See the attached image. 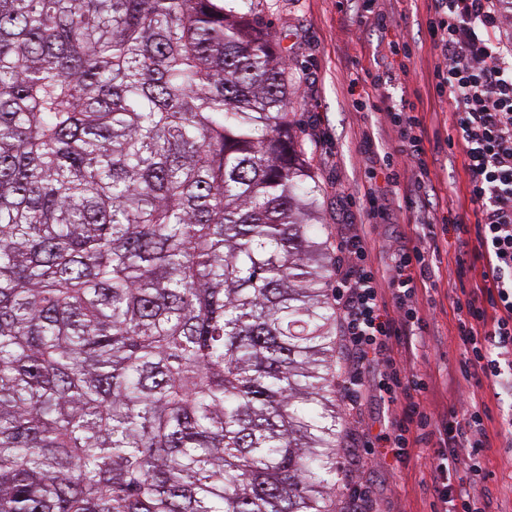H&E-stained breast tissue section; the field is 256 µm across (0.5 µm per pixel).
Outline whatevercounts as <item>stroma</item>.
Wrapping results in <instances>:
<instances>
[{"instance_id": "stroma-1", "label": "stroma", "mask_w": 512, "mask_h": 512, "mask_svg": "<svg viewBox=\"0 0 512 512\" xmlns=\"http://www.w3.org/2000/svg\"><path fill=\"white\" fill-rule=\"evenodd\" d=\"M381 5L392 19L391 27L383 33L363 25L344 27L341 19L353 12L355 0H278L265 16L271 30L286 37L288 73L299 94L292 108L293 118L297 134L311 154L321 187V218L332 239L341 225L374 221L367 210L349 204L347 196L365 180L363 129L373 127L377 143L384 147L390 145L393 133L382 115L357 110L349 80L369 68L373 57L385 52L389 40L405 37L413 49L412 83L405 88H386L385 93L391 104L415 105L434 141L429 154L432 186L424 191L426 199L447 197L449 183L465 181L461 157L449 155L445 144L449 115L428 92L427 80L437 63L429 50L425 27L428 0H382ZM447 239V251L441 252L434 264L436 287L421 295L424 314L441 337L439 350L423 351L421 357L434 380L429 410L440 411L455 393L473 392L482 397L497 420L512 415V391L486 383L475 385L460 372L462 355L449 304L459 286L454 275L459 253L455 234H448ZM382 421L381 407L371 401L361 423L344 422L338 484L352 481L370 485L371 496L363 504L365 512H433V497L423 481L432 449H418L406 462L377 457L364 464L363 446ZM487 466L493 474L487 489L494 512H512V447L491 449Z\"/></svg>"}]
</instances>
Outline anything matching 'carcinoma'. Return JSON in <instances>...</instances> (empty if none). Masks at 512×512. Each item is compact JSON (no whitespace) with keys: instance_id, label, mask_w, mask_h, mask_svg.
I'll list each match as a JSON object with an SVG mask.
<instances>
[{"instance_id":"carcinoma-1","label":"carcinoma","mask_w":512,"mask_h":512,"mask_svg":"<svg viewBox=\"0 0 512 512\" xmlns=\"http://www.w3.org/2000/svg\"><path fill=\"white\" fill-rule=\"evenodd\" d=\"M273 0H0V512H333L320 186Z\"/></svg>"}]
</instances>
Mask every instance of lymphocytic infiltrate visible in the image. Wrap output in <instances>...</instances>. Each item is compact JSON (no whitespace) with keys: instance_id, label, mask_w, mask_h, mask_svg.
Instances as JSON below:
<instances>
[{"instance_id":"f902f5d3","label":"lymphocytic infiltrate","mask_w":512,"mask_h":512,"mask_svg":"<svg viewBox=\"0 0 512 512\" xmlns=\"http://www.w3.org/2000/svg\"><path fill=\"white\" fill-rule=\"evenodd\" d=\"M427 32L440 63L432 73L438 96L447 98L452 117L449 152L460 153L467 175V210L439 214L422 200L430 184L428 139L416 113L395 108L383 94L388 83L410 77V45L393 39L385 61L375 62L351 81L360 88L358 108L380 111L396 134L390 149L379 148L373 133L363 135L371 165L356 191L373 217L384 220L391 210L422 225L425 240L398 235L382 254H373L369 228L342 225L343 252L334 269L336 314L340 338L349 354L343 369V414L360 421L366 382L389 417L374 436L377 447L396 460L413 449L430 448L428 485L438 512H490L484 465L489 446V409L469 396L463 406H449L438 416L426 408L432 378L419 363L429 322L419 293L430 282L432 259L443 240L438 224L448 225L466 252L482 260L479 291H460L452 298L456 336L465 378L512 387V53L501 46L505 0H430ZM386 171L398 180L410 178L401 202L391 204L375 178ZM466 470L468 480L452 485L451 475Z\"/></svg>"}]
</instances>
